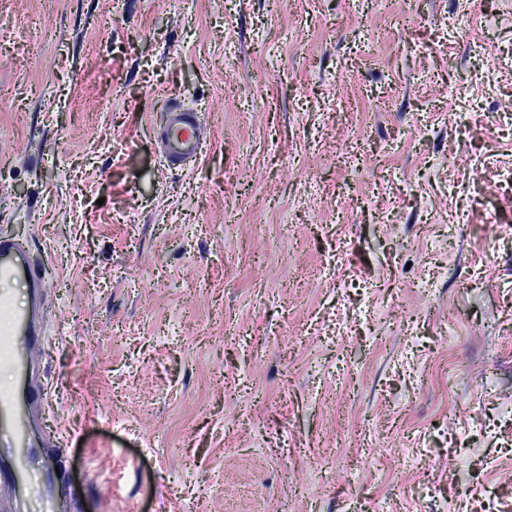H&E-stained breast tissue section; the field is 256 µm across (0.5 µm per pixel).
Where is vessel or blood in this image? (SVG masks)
<instances>
[{"mask_svg": "<svg viewBox=\"0 0 512 512\" xmlns=\"http://www.w3.org/2000/svg\"><path fill=\"white\" fill-rule=\"evenodd\" d=\"M155 140L167 165L182 167L200 160L206 134L196 112L172 98L164 105ZM0 280L34 289L43 282L39 266L24 246L7 235L0 236ZM40 334L31 310L13 306L9 295L0 294V364L11 368L16 380L14 387L0 391V474L25 498L28 512H53L52 459H44L40 471L28 467L29 458L37 453L30 436L28 406L44 397L32 367Z\"/></svg>", "mask_w": 512, "mask_h": 512, "instance_id": "1", "label": "vessel or blood"}]
</instances>
